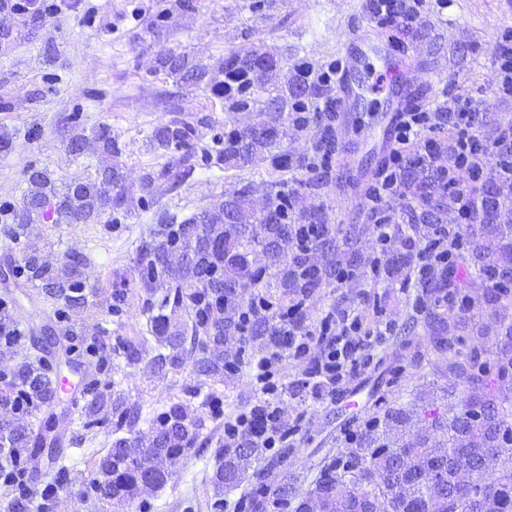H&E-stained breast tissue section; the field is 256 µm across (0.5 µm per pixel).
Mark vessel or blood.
Returning <instances> with one entry per match:
<instances>
[{
  "label": "vessel or blood",
  "mask_w": 512,
  "mask_h": 512,
  "mask_svg": "<svg viewBox=\"0 0 512 512\" xmlns=\"http://www.w3.org/2000/svg\"><path fill=\"white\" fill-rule=\"evenodd\" d=\"M388 18L377 19L375 30L365 31L336 56V110L357 112L367 96L384 94L388 110L381 117L383 131L395 137L406 112L421 102L420 92L409 76L408 58L392 55L384 30Z\"/></svg>",
  "instance_id": "vessel-or-blood-1"
}]
</instances>
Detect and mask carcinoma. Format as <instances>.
I'll use <instances>...</instances> for the list:
<instances>
[{"mask_svg": "<svg viewBox=\"0 0 512 512\" xmlns=\"http://www.w3.org/2000/svg\"><path fill=\"white\" fill-rule=\"evenodd\" d=\"M0 11L24 19L28 26L39 18L40 7L16 0H0ZM279 59L269 52L241 55L231 52L224 58V82L211 77L209 67L194 63L185 54L159 56L157 66L176 81L210 88L224 111L238 112L256 102L252 95L266 94L256 113V121L245 129L234 126L232 117L224 121V137L216 139L218 148L207 162L219 169L243 170L258 154L266 155L274 179L266 182V205L273 209L266 217L254 209L253 183L239 179L232 192L217 199L209 208L178 219L166 210L155 213L156 227L139 245V265L143 282L153 287L160 280L167 290L151 304L148 332L156 336L160 351L153 357L155 367L179 368L184 365L182 351L187 341L212 345L202 348L195 362L197 372L224 373V358L218 355L224 340H237L241 324L224 315V304H242L238 287L250 281L257 285L273 270L271 287L279 291L278 303L307 297L336 280V271L361 267L357 243L359 224H333L325 212L290 211L288 194L276 175L290 170L311 174L306 185L319 190L333 182L330 166L323 156L336 152V113L301 112L299 102H330L333 87L318 82L294 79L290 89L276 81ZM315 125L317 135L311 150L294 156L280 147L290 129L300 132ZM191 129L182 121L170 120L156 126L151 134L154 146L164 150L188 147ZM92 146L110 156L120 152L112 129L101 125L92 136L72 134L69 152L79 158ZM444 143H428L425 153H414L410 163L396 174L400 183L399 214L394 216L395 245L389 258L375 271L410 286L433 300L421 310L409 305L405 327L397 342L403 347L417 326L428 333L432 372L450 385H464L466 395L459 407L443 414L431 405L423 410L412 404L387 405L382 418L361 432L354 446L325 457L318 465L313 486L307 491L282 485L278 494L291 497L294 512H368L377 502L386 512H512V292L505 276L512 273V189L495 182L496 194L485 188L468 199L470 224L462 232L446 224L448 198L453 188L434 165L435 156L444 152ZM195 171L190 153L173 159L160 176L177 186ZM22 205L12 214L9 242L22 250L21 261L26 282L47 297L71 308L86 304V285L81 268L82 255L66 254L62 266L43 259L42 249L29 243L27 228L33 217L49 213L55 224H88L105 209L120 210L126 205L122 190L123 175L110 163L102 164L88 182L56 184L45 167L30 166L25 171ZM454 237L455 249L465 250L463 260L474 264L478 275L489 283L482 301L474 303L466 293L464 280L453 262L436 265L429 277L409 283L407 269L416 252L430 247L444 236ZM258 245L267 253V269L250 265L245 247ZM463 296L466 305L490 311L492 347L478 350L466 344V320L448 313L443 302ZM205 302L218 304L221 311L204 317L194 314L192 324H182L168 307L185 303L197 307ZM256 336L267 337V345L280 343L282 328L261 315L252 323ZM25 336L17 328L12 308L0 300V345L21 343ZM51 377L43 362L21 365L0 376V407L13 403L16 391L25 392L34 406L46 403ZM201 416L181 403H173L153 419V439L143 446L133 436L112 440L108 453L99 458L95 472L87 479V489L96 498H132L134 490L150 478L159 488L171 479L172 461L182 457L201 436ZM47 429L33 430L22 423L0 418V444L35 455ZM456 452L480 469V480L465 488L452 485V461L447 449ZM251 447L245 445L224 455L217 470V485L231 487L251 460ZM500 462L493 468L491 463ZM56 497L33 498L23 495L10 503L12 512H55Z\"/></svg>", "mask_w": 512, "mask_h": 512, "instance_id": "1", "label": "carcinoma"}]
</instances>
